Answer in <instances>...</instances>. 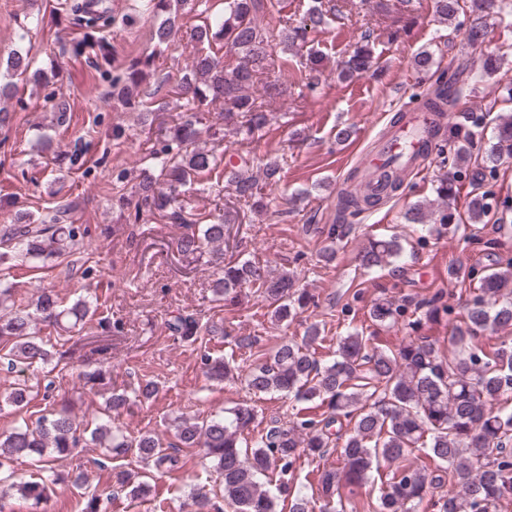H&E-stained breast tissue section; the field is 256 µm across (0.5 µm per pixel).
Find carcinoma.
I'll return each mask as SVG.
<instances>
[{"mask_svg":"<svg viewBox=\"0 0 512 512\" xmlns=\"http://www.w3.org/2000/svg\"><path fill=\"white\" fill-rule=\"evenodd\" d=\"M178 0H145L148 11L166 18L155 33L156 49L128 61L122 75L112 79L117 99L127 108L148 107L154 94L145 93L141 85L153 71L155 58L172 41L178 13ZM477 14L467 31L471 46L484 43L488 26L486 13L493 8L512 9V0H472ZM267 0H224V19L195 27L193 40L197 52L188 72L177 85L178 98L184 100L186 113L170 128L157 131L158 147L149 154L153 172L143 176L128 194L121 193L117 202L128 212L127 219L138 222L146 214L163 212L174 224L193 225L188 220L180 199L179 188L192 183L204 192L214 185L205 181H225L232 186L240 201L250 202L259 193L257 179L247 171V161L220 166L216 156L196 146L200 113L221 102L225 112L239 115L240 131L250 136L267 123L263 105L250 89L275 65L273 46L277 34L263 23ZM76 20L85 32L72 46L80 55L91 52L106 59L108 51L96 35L95 24L83 17V7L73 5ZM336 17V4L328 0H312L306 11L293 20L290 28L293 44H306L311 31L322 28ZM236 52L239 61L231 71H224L223 57L213 45ZM373 52L367 45L355 47L339 72L350 78L367 73ZM459 99L457 79L438 77L432 89L419 100L422 109L437 118L456 110ZM484 115L472 112L464 124L452 131L457 145L449 152L452 174L436 188L444 207L440 223L456 232L460 225L452 223L451 201L457 194L456 183L467 182L476 191L470 201V220L479 223L492 211V198L482 190L487 174L493 169L502 150L512 151V114L500 117L497 141L485 149L482 162H472L473 141L482 135ZM387 191L375 199L359 198L357 175L348 177L350 185L343 190L339 211L355 215L373 207L398 191L404 183L399 169L386 164L379 172ZM77 210L74 202L58 205L34 220L18 218L0 227V265L16 258L45 263L63 255L81 227L70 223ZM242 223L240 211L224 209L210 224L190 229L177 242L183 254H195L203 247L213 248L217 258H224V236L228 225ZM352 224H332L327 230L330 246L323 257L330 261L334 246L347 239ZM403 251L398 238L373 239L362 254L361 266L381 267ZM466 278L475 283V295L464 308V326L455 329L452 343L458 355L450 359L436 343L421 338L385 351L375 344L377 336L359 332L339 337L336 359L323 364L316 356L315 345L321 340V329L311 325L302 342H283L273 355L262 359L246 373L244 381L253 394L271 392L293 397L296 405L288 421H275L253 445H243V434L254 420L253 409L239 406L230 416L195 418L178 425L177 438L187 447L205 449L216 461L224 499L234 512H276L278 495L290 501L289 512H308L309 500L302 490L289 485L288 473L294 471L301 455L323 457L336 452L339 467L317 471L316 482L324 498L322 512H346L340 495L344 485L367 482L371 473L380 476L377 512H419L424 507L432 512H498L502 501L512 497V341L505 339L490 350L481 339L487 331L512 326V262L488 271L470 268ZM244 285L261 290V297L275 308L281 321L293 319L310 296L295 287L292 276L283 273L273 278L249 260L227 263L214 284L216 293L230 295ZM15 285L0 278V339L12 342L6 371L29 368L47 359L40 337L41 326H62L65 318L79 324L97 311V299L80 298L69 307L62 306L51 290L41 288L30 304L16 305ZM378 328H391L407 322L418 329L423 321L440 315H451L446 305L433 300L426 310L411 308L409 302L379 299L368 310ZM174 335L188 339L197 333L198 321L191 315H180L169 324ZM203 369L213 381L232 376L230 360L202 357ZM28 387H16L4 403L16 409L29 404ZM346 429H333L339 420ZM103 448L109 454L132 453L162 474L181 468L180 459L153 435L129 439L112 433V427L99 424L84 439L80 428L67 410L53 411L40 418L34 429L20 426L0 435V493L10 489L34 504L48 498L61 476L54 462L84 442ZM416 448L427 449L434 467L414 468L406 464L407 456ZM35 455L42 462L35 478H15L9 464L22 456ZM277 470L283 476L278 493L267 489L260 476ZM450 485L448 493L439 496L434 490ZM189 499L195 512H211L212 498L202 488H194Z\"/></svg>","mask_w":512,"mask_h":512,"instance_id":"carcinoma-1","label":"carcinoma"}]
</instances>
